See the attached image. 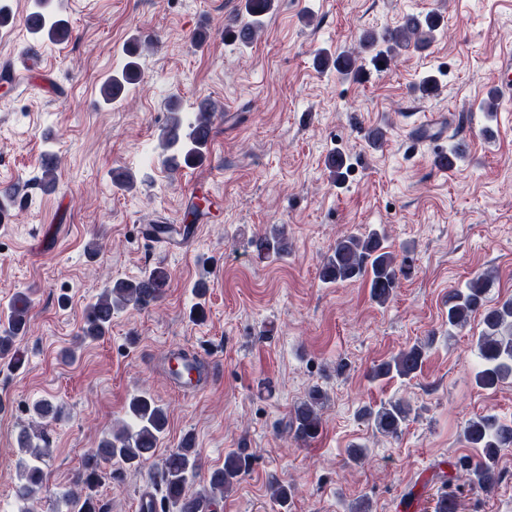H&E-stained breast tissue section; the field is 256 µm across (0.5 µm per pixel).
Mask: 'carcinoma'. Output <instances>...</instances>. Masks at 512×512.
<instances>
[{
  "instance_id": "cac0c4a2",
  "label": "carcinoma",
  "mask_w": 512,
  "mask_h": 512,
  "mask_svg": "<svg viewBox=\"0 0 512 512\" xmlns=\"http://www.w3.org/2000/svg\"><path fill=\"white\" fill-rule=\"evenodd\" d=\"M275 0H244L241 14L227 19L224 35L238 44L249 47L256 40L264 19L272 11ZM441 25L440 15L406 14L400 23L382 34L367 32L361 38L365 49L371 52V60L377 66L386 65L393 54L414 47H428L434 33ZM27 28L33 34L53 42L64 41L70 36L67 22L50 9V0H34V10L27 18ZM139 44L125 49L128 61L102 83L101 93L105 102L119 98L125 87L139 77V66L134 58ZM316 64L322 69L333 68L343 75H356L362 69L351 53H330L321 50ZM217 119L215 103L209 99L198 101L194 120L183 123L178 115V105L170 104V115L159 133L160 145L166 155L164 163L176 174L182 168L202 164L206 159L209 139ZM326 166L340 182L348 170L345 156L336 151L328 155ZM57 155H42L40 175L33 181L49 192L57 184ZM19 195V188L6 186L0 189V224L5 223L9 210ZM386 234L382 229L348 234L336 241L331 254L323 261L321 278L327 283H344L364 280L368 283L374 300L383 304L394 294L399 285L401 269L397 268L393 254L385 245ZM258 258L279 257L287 249L285 225L272 224L262 235L251 241ZM170 271L158 264L146 269L132 280H117L103 288L95 301L84 312L81 335L97 340L109 333L112 316L120 310H145L159 303L170 284ZM492 281L486 272L475 274L462 290L448 296V331L465 328L471 317L482 316V329L477 337L478 370L475 383L482 389L493 390L512 378V299L488 307L485 295ZM29 298L23 294L13 297L0 308V359L7 356L14 343L28 329ZM430 343H417L400 350L391 358L376 365L373 378L411 379L421 372ZM325 396L314 389L308 397L296 404L287 423L289 435L296 442H308L319 435L322 428L321 410ZM134 424L102 437L97 447L84 457L83 469L74 487L59 494L58 500L75 512H103L95 498V488L107 476L105 465L121 463L129 468H139L154 456L155 450L167 427L164 409L150 396L140 395L129 406ZM411 414L410 406L400 400L390 401L380 407L362 411V417L379 434L396 438ZM464 437L473 448L481 449L478 460L462 456L450 466L455 474L448 476L446 484L463 472L472 490L489 492L502 480L497 459L500 452L512 447V422H503L494 415H479L469 419L464 426ZM19 450L25 455L15 486V498L21 503L20 512H34V503L50 492L49 480L43 469V460L49 452L47 446L34 444L30 437H19ZM249 457L243 453H231L224 459V467L209 473L197 481L201 469L193 438L189 435L180 447L165 457L158 469L163 486L160 512H207V507L224 491L233 487L249 470ZM272 497L285 507L292 499L293 488L277 479L270 482ZM435 512H457V494L443 491L438 497Z\"/></svg>"
}]
</instances>
